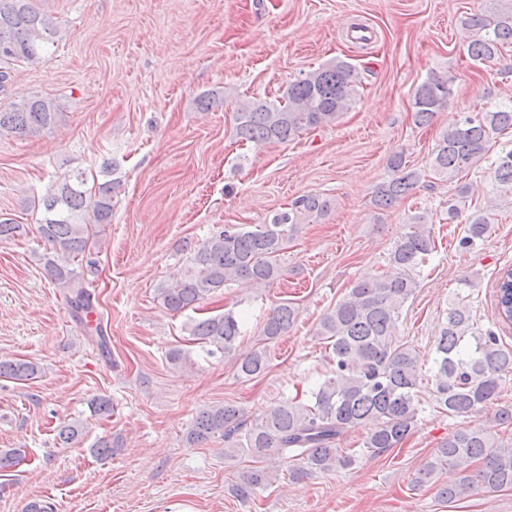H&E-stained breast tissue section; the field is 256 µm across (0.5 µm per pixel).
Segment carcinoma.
<instances>
[{"instance_id": "cac0c4a2", "label": "carcinoma", "mask_w": 512, "mask_h": 512, "mask_svg": "<svg viewBox=\"0 0 512 512\" xmlns=\"http://www.w3.org/2000/svg\"><path fill=\"white\" fill-rule=\"evenodd\" d=\"M473 33L467 46L469 58L482 63L495 58L500 48L512 44V3L496 14H473L463 21ZM59 28L54 18L39 11L34 0H0V90L9 79L6 66L47 59V45L55 44ZM453 78L433 75L414 92V119L428 125L448 106ZM362 79L349 62L336 59L307 73L288 86L282 99L273 102L245 99L234 112V129L239 139L256 146L287 142L302 133L336 122L356 96ZM55 100L34 96L0 107V136L34 135L52 127L61 118ZM512 131V106L466 112L444 130L435 146L431 172L435 179L452 181L471 170L489 152L497 135ZM393 172L380 184L373 204L392 207L409 196L423 175L407 165L403 153L389 158ZM84 173L66 177L42 200L44 213L38 231L53 250L45 270L50 279L67 290L73 312H94L91 293L73 267L86 254L90 228L112 222V198L121 187L109 179L86 188ZM495 189L512 195V150L499 156ZM470 184L456 187L448 200V220L461 213ZM332 208L329 198L306 194L295 198L286 210L254 228L226 224L213 230L187 260L182 272L160 289L164 308L174 314L199 310L207 297L224 292L237 281L262 286L281 275L280 256L289 235L299 224L325 216ZM489 219L474 214L468 225L467 241L489 231ZM435 249L426 227V216L414 218L412 230L398 241L390 256L392 270L355 282L319 324V335L329 346L331 376L315 390L307 403L289 399L260 419L247 423L232 404L214 405L196 416L189 438L204 443L224 439V459L234 460L243 451L255 458H293L300 466L291 471L294 480L314 472H329L353 466L356 452L337 447L351 428L366 430L363 447L378 455L396 448L416 423L417 389L422 371L416 351L397 338L401 308L414 294L413 271ZM496 308L504 323L512 324V280L497 283ZM295 319V309L279 305L262 328V340L283 335ZM190 335L209 346L207 352L228 353L241 334V319L233 310L193 319ZM434 400L438 408L460 416L496 399L507 374L512 373V348L499 342L492 332L476 333L463 299L452 304L447 322L435 345ZM268 368L265 350L243 359L237 375L246 381ZM37 366L24 360H0V378L28 380ZM479 463L475 469L471 464ZM455 477L441 482L445 469ZM275 474L256 469L244 474L233 487L242 501L256 496ZM416 483L432 484L443 502L454 501L476 488L488 491L512 489V442L499 441L490 428L457 430L441 443L418 472Z\"/></svg>"}]
</instances>
